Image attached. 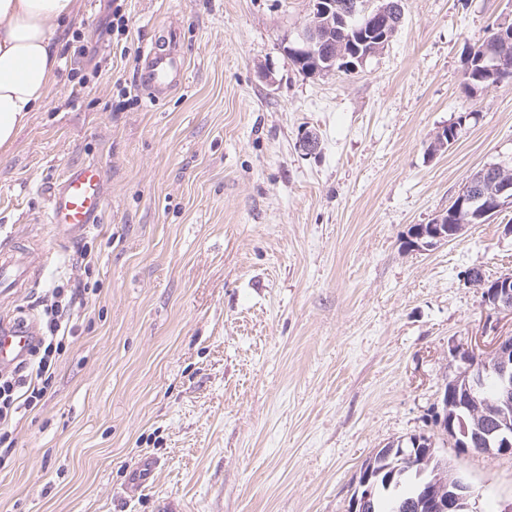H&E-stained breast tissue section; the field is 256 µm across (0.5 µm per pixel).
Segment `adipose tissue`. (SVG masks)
Segmentation results:
<instances>
[{"label":"adipose tissue","instance_id":"1","mask_svg":"<svg viewBox=\"0 0 512 512\" xmlns=\"http://www.w3.org/2000/svg\"><path fill=\"white\" fill-rule=\"evenodd\" d=\"M80 0H0V148L11 146L58 80L59 39Z\"/></svg>","mask_w":512,"mask_h":512}]
</instances>
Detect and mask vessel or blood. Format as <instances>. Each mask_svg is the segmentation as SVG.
<instances>
[{"instance_id": "b4317fda", "label": "vessel or blood", "mask_w": 512, "mask_h": 512, "mask_svg": "<svg viewBox=\"0 0 512 512\" xmlns=\"http://www.w3.org/2000/svg\"><path fill=\"white\" fill-rule=\"evenodd\" d=\"M137 78L150 100L165 97L188 79V68L174 30H167L164 44L142 48ZM105 172L97 163L68 169L47 199L45 221L60 234L76 236L103 221L106 201L103 194ZM41 266L39 257L15 249L0 251V288L8 289L34 277ZM34 329L18 318L0 323V364L17 360L33 342Z\"/></svg>"}]
</instances>
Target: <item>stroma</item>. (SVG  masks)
I'll use <instances>...</instances> for the list:
<instances>
[{
	"label": "stroma",
	"instance_id": "1",
	"mask_svg": "<svg viewBox=\"0 0 512 512\" xmlns=\"http://www.w3.org/2000/svg\"><path fill=\"white\" fill-rule=\"evenodd\" d=\"M81 4L48 102L0 149V249L50 253L39 282L0 294V318L35 316L59 285L95 293L52 392L16 418L0 512H346L363 462L418 433L477 512H498L512 456L458 453L432 411L454 347L512 334L464 278L512 272V209L423 251L403 242L473 170L512 160V85H462L512 0H403L349 76L285 54L310 0H125L131 37L107 48L108 0ZM172 21L189 78L152 105L137 60ZM463 112L460 139L430 152ZM90 161L103 222L59 239L47 193ZM145 458L154 474L128 495Z\"/></svg>",
	"mask_w": 512,
	"mask_h": 512
}]
</instances>
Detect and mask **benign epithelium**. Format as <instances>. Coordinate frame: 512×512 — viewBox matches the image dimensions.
Returning a JSON list of instances; mask_svg holds the SVG:
<instances>
[{
    "mask_svg": "<svg viewBox=\"0 0 512 512\" xmlns=\"http://www.w3.org/2000/svg\"><path fill=\"white\" fill-rule=\"evenodd\" d=\"M312 10L308 23L299 35V41L288 43L285 52L318 57L326 50L322 43L324 31L338 21L348 25L349 15L336 12L333 0H311ZM367 28L386 31L392 25L391 5L388 0H365L359 12ZM328 54V53H326ZM346 61L344 53L328 54L323 65L313 74H329L335 71L336 61ZM492 207H481L478 218L512 208V183L498 181L487 193ZM466 228L464 224H447L437 217L430 224L413 226L414 248L421 250L441 241L459 236ZM467 282L483 289L484 303L490 313L512 316V273L495 279L475 281V274H467ZM455 369L449 376L452 385L463 384L462 389L441 391L434 411L435 423L447 428L448 422H457L459 451L463 454L476 451L512 455V335L496 336L481 349L474 347L452 350ZM493 376L497 381L495 395L481 393L484 378ZM400 462L408 468H416L426 475L420 496L411 506L413 512H470V488L465 486L454 469L442 464L432 465L437 451L432 444L419 448H390ZM381 470L375 460H370L360 470L355 491L349 500L347 512H364L375 496L376 483L373 478Z\"/></svg>",
    "mask_w": 512,
    "mask_h": 512,
    "instance_id": "1",
    "label": "benign epithelium"
}]
</instances>
